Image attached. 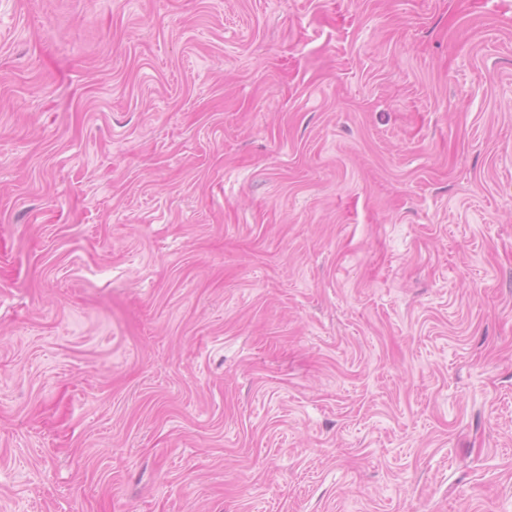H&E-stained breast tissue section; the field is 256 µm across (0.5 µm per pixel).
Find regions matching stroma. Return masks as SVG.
Wrapping results in <instances>:
<instances>
[{
    "mask_svg": "<svg viewBox=\"0 0 512 512\" xmlns=\"http://www.w3.org/2000/svg\"><path fill=\"white\" fill-rule=\"evenodd\" d=\"M0 512H512V0H0Z\"/></svg>",
    "mask_w": 512,
    "mask_h": 512,
    "instance_id": "1",
    "label": "stroma"
}]
</instances>
